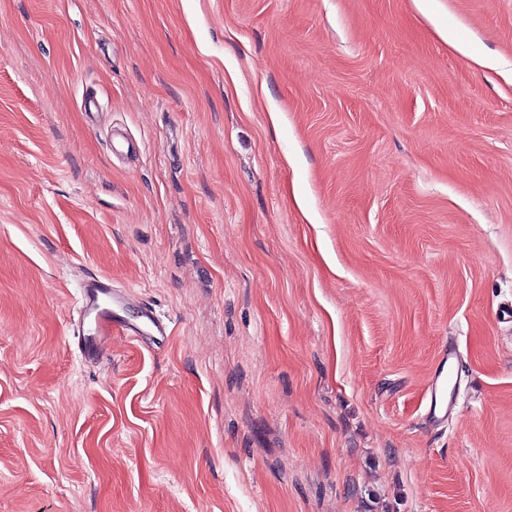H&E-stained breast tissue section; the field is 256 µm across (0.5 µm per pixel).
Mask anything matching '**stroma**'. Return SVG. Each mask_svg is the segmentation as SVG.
<instances>
[{
	"label": "stroma",
	"mask_w": 512,
	"mask_h": 512,
	"mask_svg": "<svg viewBox=\"0 0 512 512\" xmlns=\"http://www.w3.org/2000/svg\"><path fill=\"white\" fill-rule=\"evenodd\" d=\"M0 512H512V0H0ZM77 319L78 348L93 360L107 352V336L123 333L139 337L143 342L157 345L170 335L168 326L154 310L144 305L139 321L127 319L128 294L118 293L112 281L103 276L86 279L80 289Z\"/></svg>",
	"instance_id": "1"
}]
</instances>
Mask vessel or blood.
I'll list each match as a JSON object with an SVG mask.
<instances>
[{
  "instance_id": "vessel-or-blood-1",
  "label": "vessel or blood",
  "mask_w": 512,
  "mask_h": 512,
  "mask_svg": "<svg viewBox=\"0 0 512 512\" xmlns=\"http://www.w3.org/2000/svg\"><path fill=\"white\" fill-rule=\"evenodd\" d=\"M128 296L117 292L110 279L95 276L80 287L77 319L78 348L93 360L107 352V338L114 333L139 337L153 345L163 342L169 334L167 325L151 307H143L138 322L127 318Z\"/></svg>"
}]
</instances>
